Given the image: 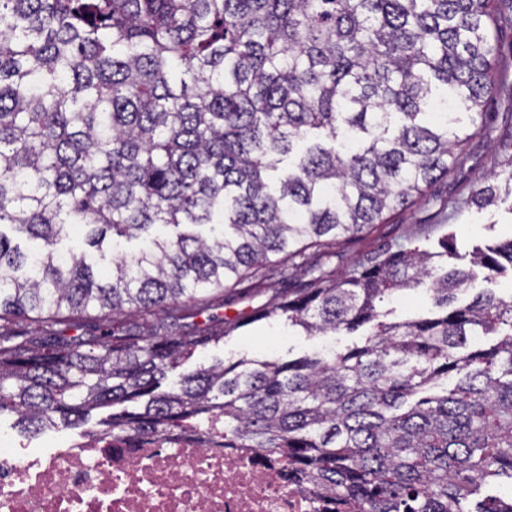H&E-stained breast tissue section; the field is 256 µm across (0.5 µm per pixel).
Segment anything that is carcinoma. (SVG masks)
Masks as SVG:
<instances>
[{
	"label": "carcinoma",
	"instance_id": "cac0c4a2",
	"mask_svg": "<svg viewBox=\"0 0 512 512\" xmlns=\"http://www.w3.org/2000/svg\"><path fill=\"white\" fill-rule=\"evenodd\" d=\"M498 2L0 0V422L276 454L353 512H512L465 508L512 491V293L458 300L512 239L468 268L449 234L398 244L252 308L370 327L329 358L225 363L244 318L212 296L253 298L272 259L386 223L464 162ZM417 288L431 310L388 320Z\"/></svg>",
	"mask_w": 512,
	"mask_h": 512
}]
</instances>
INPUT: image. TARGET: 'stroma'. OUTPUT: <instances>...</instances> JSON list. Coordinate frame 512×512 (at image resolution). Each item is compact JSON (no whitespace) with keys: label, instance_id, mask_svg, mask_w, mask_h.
<instances>
[{"label":"stroma","instance_id":"obj_1","mask_svg":"<svg viewBox=\"0 0 512 512\" xmlns=\"http://www.w3.org/2000/svg\"><path fill=\"white\" fill-rule=\"evenodd\" d=\"M506 43L498 58L499 85L495 96L488 102L487 111L496 113L497 119L487 133L474 137L468 147L470 159L464 168L435 182L424 203L394 214L389 223L374 225L363 235L341 242L330 263L338 269H347L357 259L378 251L399 236L416 238L423 248L436 247L439 238L453 233L460 255H468L477 246H485L512 237V203L502 202L498 207L478 213L468 208L467 200L480 186L483 177L498 162V144L508 128L504 114L512 113V29L504 30ZM363 332H340L327 337L304 336L287 325L265 320L241 328L224 341L225 360L234 361L242 356L269 353L284 360L306 354L322 352L325 344L343 350L363 344Z\"/></svg>","mask_w":512,"mask_h":512}]
</instances>
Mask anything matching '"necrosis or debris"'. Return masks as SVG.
I'll return each mask as SVG.
<instances>
[{"mask_svg": "<svg viewBox=\"0 0 512 512\" xmlns=\"http://www.w3.org/2000/svg\"><path fill=\"white\" fill-rule=\"evenodd\" d=\"M271 454L192 440L19 446L0 434V512H327Z\"/></svg>", "mask_w": 512, "mask_h": 512, "instance_id": "obj_1", "label": "necrosis or debris"}]
</instances>
